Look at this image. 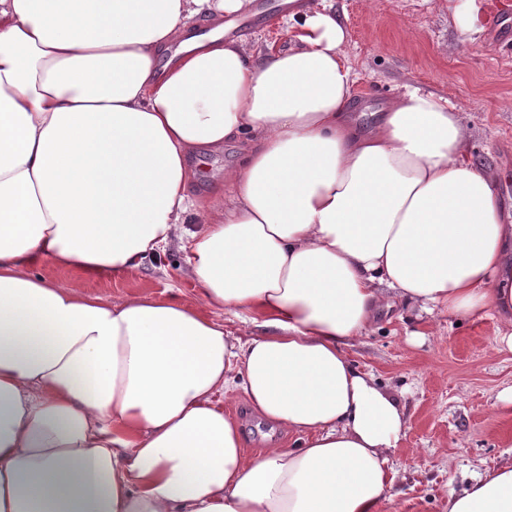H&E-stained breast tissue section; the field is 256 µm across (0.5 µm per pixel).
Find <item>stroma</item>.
Listing matches in <instances>:
<instances>
[{
	"mask_svg": "<svg viewBox=\"0 0 512 512\" xmlns=\"http://www.w3.org/2000/svg\"><path fill=\"white\" fill-rule=\"evenodd\" d=\"M461 0H325L346 37L356 74L350 107L363 121L387 99L416 87L456 104L469 128L471 161L492 173L512 214V47L494 43L491 29L461 35L453 13ZM293 33L285 11L246 30L248 44L284 50ZM240 159L238 143L223 152L200 149L192 168L195 199L223 187L226 165ZM46 279L78 283L89 293L120 301L150 293L196 303L200 296L178 243L148 257L137 272L89 276L75 267L37 266ZM493 317L456 321L401 305L364 336L351 357L378 383L400 394L408 424L391 464L397 494L387 512H443L450 494L473 483L487 468L512 458V408L497 403L512 386V354L491 349Z\"/></svg>",
	"mask_w": 512,
	"mask_h": 512,
	"instance_id": "obj_1",
	"label": "stroma"
}]
</instances>
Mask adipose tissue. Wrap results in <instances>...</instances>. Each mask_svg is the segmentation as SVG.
<instances>
[{
	"label": "adipose tissue",
	"mask_w": 512,
	"mask_h": 512,
	"mask_svg": "<svg viewBox=\"0 0 512 512\" xmlns=\"http://www.w3.org/2000/svg\"><path fill=\"white\" fill-rule=\"evenodd\" d=\"M251 7L0 0V512H384L407 415L350 349L412 303L495 315L512 353V222L459 109L409 89L361 126L324 0L270 54L224 37ZM228 141L193 200L191 155ZM174 241L201 304L34 271L131 273ZM237 387L255 453L215 402ZM444 512H512V460ZM239 159L240 148L238 143L233 141L226 143L224 152L221 153H211L204 148L198 150L190 158L191 166L196 170L204 163L207 174L204 178H197L191 183V195L197 200H202L220 191L223 188L224 166L235 163Z\"/></svg>",
	"instance_id": "obj_1"
}]
</instances>
